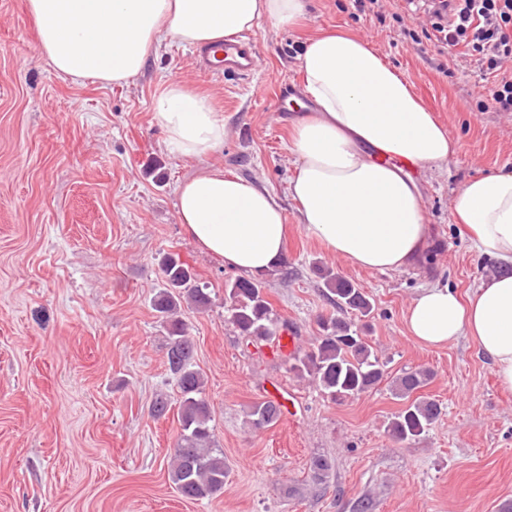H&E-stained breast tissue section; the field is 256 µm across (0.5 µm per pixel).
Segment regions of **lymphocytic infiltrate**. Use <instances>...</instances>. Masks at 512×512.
<instances>
[{
  "label": "lymphocytic infiltrate",
  "instance_id": "1",
  "mask_svg": "<svg viewBox=\"0 0 512 512\" xmlns=\"http://www.w3.org/2000/svg\"><path fill=\"white\" fill-rule=\"evenodd\" d=\"M403 15L424 19L404 29L415 45L463 48L487 84L482 112H512V0H402Z\"/></svg>",
  "mask_w": 512,
  "mask_h": 512
}]
</instances>
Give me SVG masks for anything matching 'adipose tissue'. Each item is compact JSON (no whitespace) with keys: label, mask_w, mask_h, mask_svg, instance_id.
Returning a JSON list of instances; mask_svg holds the SVG:
<instances>
[{"label":"adipose tissue","mask_w":512,"mask_h":512,"mask_svg":"<svg viewBox=\"0 0 512 512\" xmlns=\"http://www.w3.org/2000/svg\"><path fill=\"white\" fill-rule=\"evenodd\" d=\"M43 56L73 80L122 84L170 42L204 47L267 22L293 26L305 0H27ZM314 113L293 122L297 172L289 192L308 235L351 264L403 271L423 260L431 228L422 194L399 160L424 169L455 152L401 74L371 44L318 34L300 56ZM167 149L198 163L176 188L186 235L224 267L251 274L283 266L288 226L267 189L208 159L224 147V119L208 96L169 80L153 101ZM475 251L500 271L467 298L435 282L418 291L405 316L418 342L444 347L468 337L489 358L498 385L512 391V174L469 180L451 199Z\"/></svg>","instance_id":"1"}]
</instances>
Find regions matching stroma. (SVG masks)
I'll list each match as a JSON object with an SVG mask.
<instances>
[{
	"label": "stroma",
	"mask_w": 512,
	"mask_h": 512,
	"mask_svg": "<svg viewBox=\"0 0 512 512\" xmlns=\"http://www.w3.org/2000/svg\"><path fill=\"white\" fill-rule=\"evenodd\" d=\"M322 32L369 40L458 145L418 177L434 240L424 267L356 268L298 222L288 191L293 115L274 98L283 82L302 85L299 56ZM252 35L259 68L250 82L204 72L174 42L127 84L76 82L42 55L26 0H0V512H358L365 498L371 512H499L512 501V392L471 339L428 347L404 324L422 286L438 280L465 296L495 271L454 220L451 199L471 178L512 173V112L478 111L484 89L472 66L420 53L392 17L363 15L353 0H307L295 26L264 22ZM171 79L224 116L213 164L266 188L284 211L288 259L265 288L275 322L296 325L297 346L308 347L319 316L338 312L316 271L332 268L370 300L354 324L386 364L375 388L331 401L272 355V342L229 320L224 286L237 274L186 237L176 212L175 188L198 166L170 154L152 121ZM169 254L211 289L207 310H180L227 467L223 493L202 501L182 498L170 478L179 393L151 306ZM420 367L433 373L423 394L442 413L397 443L387 426L403 403L390 381ZM278 392L290 412L252 428L250 407ZM160 394L172 407L157 419ZM317 456L332 463L322 481L311 471Z\"/></svg>",
	"instance_id": "stroma-1"
}]
</instances>
